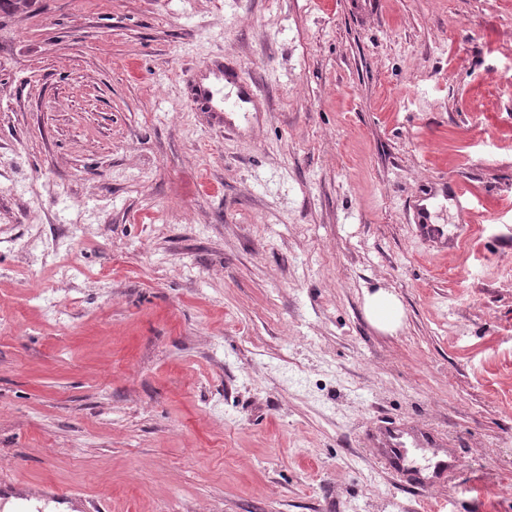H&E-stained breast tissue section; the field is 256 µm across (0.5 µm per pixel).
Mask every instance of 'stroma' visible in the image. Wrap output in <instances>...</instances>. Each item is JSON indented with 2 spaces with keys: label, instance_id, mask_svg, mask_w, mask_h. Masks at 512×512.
<instances>
[{
  "label": "stroma",
  "instance_id": "35a3bbf8",
  "mask_svg": "<svg viewBox=\"0 0 512 512\" xmlns=\"http://www.w3.org/2000/svg\"><path fill=\"white\" fill-rule=\"evenodd\" d=\"M216 56L257 84L222 119L189 93ZM447 182L482 216L434 203L440 253L413 204ZM380 420L446 476L402 483ZM0 474L100 512H512V0L0 10ZM367 308L374 324L383 329L390 327L398 317L397 304L383 293L369 297ZM40 500L53 501L58 504H69L74 510L70 512L88 511L87 500L77 492H64L53 482L44 481L27 489V495Z\"/></svg>",
  "mask_w": 512,
  "mask_h": 512
}]
</instances>
